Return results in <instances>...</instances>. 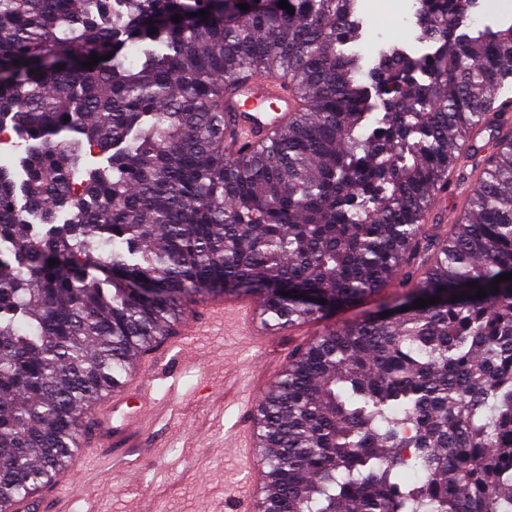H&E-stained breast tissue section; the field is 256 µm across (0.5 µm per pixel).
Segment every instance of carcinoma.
<instances>
[{"label": "carcinoma", "instance_id": "carcinoma-1", "mask_svg": "<svg viewBox=\"0 0 512 512\" xmlns=\"http://www.w3.org/2000/svg\"><path fill=\"white\" fill-rule=\"evenodd\" d=\"M287 2L0 0V118L24 133L0 166V512L54 482L191 297L250 295L293 330L399 272L390 315L309 338L258 405L256 509L512 512V280L490 286L512 273V121L488 112L512 24L471 35L470 0H422L437 47L370 80L357 0ZM251 71L299 109L228 158ZM482 128L493 149L466 150ZM469 171L463 216L427 223Z\"/></svg>", "mask_w": 512, "mask_h": 512}]
</instances>
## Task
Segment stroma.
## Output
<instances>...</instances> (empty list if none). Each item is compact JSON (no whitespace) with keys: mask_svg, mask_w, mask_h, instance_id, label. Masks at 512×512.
I'll return each mask as SVG.
<instances>
[{"mask_svg":"<svg viewBox=\"0 0 512 512\" xmlns=\"http://www.w3.org/2000/svg\"><path fill=\"white\" fill-rule=\"evenodd\" d=\"M419 34L380 12L363 19L354 49L370 65L381 51L419 47ZM400 293L399 282L391 281L369 303L303 332L269 333L262 347L233 319L211 313L208 298L196 297L190 304L200 317L195 332L156 350L146 370L152 401L146 446L122 460L88 454L71 482L48 490L49 512H247L256 454L237 443L240 432L253 426V383L271 388L304 333L361 320Z\"/></svg>","mask_w":512,"mask_h":512,"instance_id":"stroma-1","label":"stroma"}]
</instances>
